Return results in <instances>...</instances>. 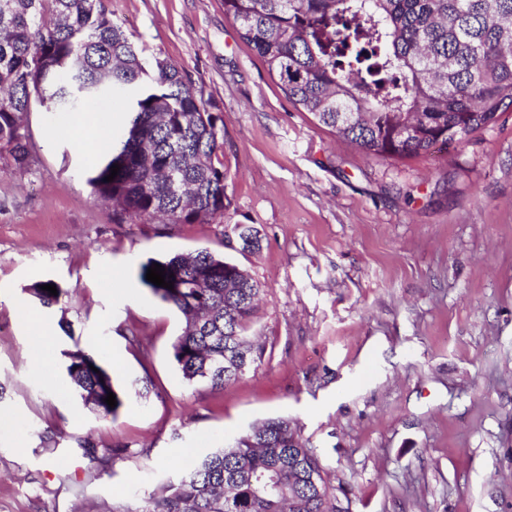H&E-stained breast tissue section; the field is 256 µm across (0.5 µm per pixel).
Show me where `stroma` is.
<instances>
[{
	"mask_svg": "<svg viewBox=\"0 0 512 512\" xmlns=\"http://www.w3.org/2000/svg\"><path fill=\"white\" fill-rule=\"evenodd\" d=\"M104 2L220 115L230 205L220 224L115 223L87 183L103 151L28 112V164L0 153V512H121L280 416L350 512H512V112L375 158L288 101L224 0ZM236 224L259 250L228 246ZM202 248L264 290L262 358L221 389L186 383L182 317L139 280L148 259ZM47 279L65 295L29 305L52 338L34 373L10 300ZM77 347L121 392L116 415L75 395Z\"/></svg>",
	"mask_w": 512,
	"mask_h": 512,
	"instance_id": "35a3bbf8",
	"label": "stroma"
}]
</instances>
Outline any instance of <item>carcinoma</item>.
Here are the masks:
<instances>
[{"label":"carcinoma","mask_w":512,"mask_h":512,"mask_svg":"<svg viewBox=\"0 0 512 512\" xmlns=\"http://www.w3.org/2000/svg\"><path fill=\"white\" fill-rule=\"evenodd\" d=\"M240 37L279 78L288 100L364 153L409 158L472 134L512 110V0H224ZM105 71L108 93L138 88L123 137L89 178L117 223L162 217L169 224L221 222L226 173L214 163L221 118L175 64L148 60L103 0H0V150L29 158L23 116L82 111ZM414 123L416 136L394 137ZM119 166L111 182L113 165ZM159 264L173 289L146 279ZM140 279L181 314L173 361L191 385L237 381L225 357L250 367L262 286L239 264L206 248L150 258ZM27 288L43 307L61 303ZM74 390L104 415L123 401L111 375L80 349L65 352ZM115 393L117 406L105 402ZM297 425L268 418L211 452L176 484L121 512H348Z\"/></svg>","instance_id":"1"}]
</instances>
